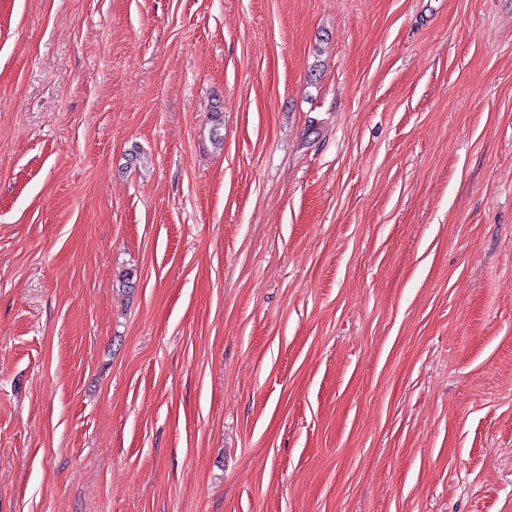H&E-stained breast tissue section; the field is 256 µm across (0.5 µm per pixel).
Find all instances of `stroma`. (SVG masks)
Returning <instances> with one entry per match:
<instances>
[{"label": "stroma", "mask_w": 512, "mask_h": 512, "mask_svg": "<svg viewBox=\"0 0 512 512\" xmlns=\"http://www.w3.org/2000/svg\"><path fill=\"white\" fill-rule=\"evenodd\" d=\"M0 512H512V0H0Z\"/></svg>", "instance_id": "obj_1"}]
</instances>
